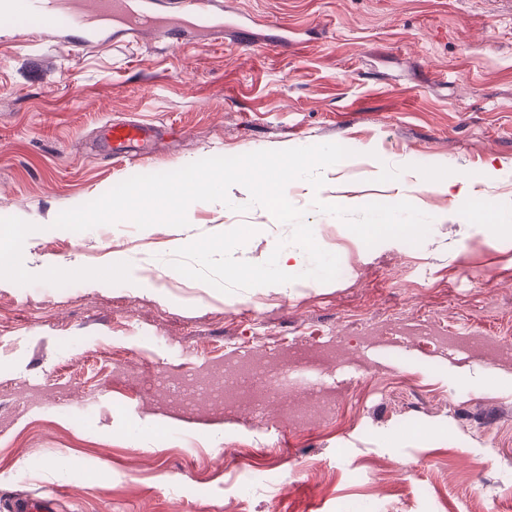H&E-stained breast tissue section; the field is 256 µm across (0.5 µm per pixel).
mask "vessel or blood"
I'll use <instances>...</instances> for the list:
<instances>
[{"label":"vessel or blood","mask_w":512,"mask_h":512,"mask_svg":"<svg viewBox=\"0 0 512 512\" xmlns=\"http://www.w3.org/2000/svg\"><path fill=\"white\" fill-rule=\"evenodd\" d=\"M69 15L68 29L78 35L80 49L88 50L106 41L110 30L107 20L122 22L127 31H150L159 41L182 43L194 32H218L224 28L223 11L208 9L205 0H189L183 13L170 11L153 17L138 0H0V32L14 31L26 18L49 19L58 12ZM114 158H131L133 145L149 139V129L139 123H115L108 128ZM0 512H58L55 498L33 496L0 503Z\"/></svg>","instance_id":"b4317fda"}]
</instances>
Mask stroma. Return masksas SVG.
<instances>
[{
  "mask_svg": "<svg viewBox=\"0 0 512 512\" xmlns=\"http://www.w3.org/2000/svg\"><path fill=\"white\" fill-rule=\"evenodd\" d=\"M216 2L224 36L201 44L0 45V218L38 225L25 268L120 256L146 281L0 280V495L235 512L248 488L249 512H512V360L489 356L512 341V0ZM115 122L157 146L113 162ZM325 143L352 155L286 196L339 258L328 283L248 279L292 228L240 185L183 228L52 226L135 175ZM451 177L472 196H449ZM236 360L296 384L259 414L186 412L154 388ZM319 376L333 415L293 425Z\"/></svg>",
  "mask_w": 512,
  "mask_h": 512,
  "instance_id": "35a3bbf8",
  "label": "stroma"
}]
</instances>
